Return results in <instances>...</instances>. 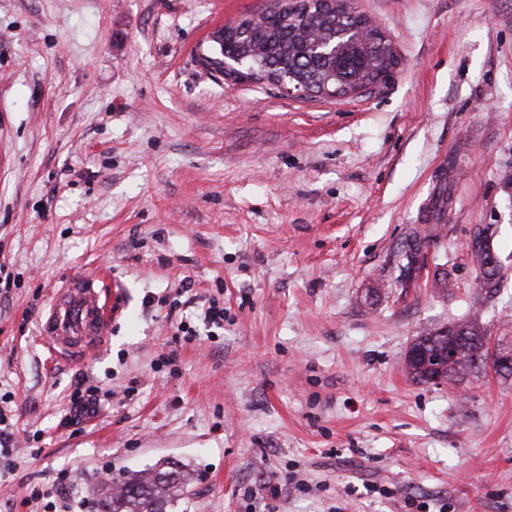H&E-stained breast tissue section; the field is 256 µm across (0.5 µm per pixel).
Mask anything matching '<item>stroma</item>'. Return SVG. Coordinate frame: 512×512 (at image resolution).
Segmentation results:
<instances>
[{
	"instance_id": "35a3bbf8",
	"label": "stroma",
	"mask_w": 512,
	"mask_h": 512,
	"mask_svg": "<svg viewBox=\"0 0 512 512\" xmlns=\"http://www.w3.org/2000/svg\"><path fill=\"white\" fill-rule=\"evenodd\" d=\"M277 2L0 0V512H100L113 477L167 460L192 477L175 512H512V376L405 369L416 336L471 319L512 350V0H351L398 63L343 98L200 65L216 26ZM102 267L104 347L52 356L53 289ZM212 297L223 329L175 341ZM79 382L103 396L75 433ZM481 247L482 246L478 241H474L471 244L473 259L479 270L478 277L481 292L488 297H492L493 294L497 293L498 288L500 287L501 277H499L497 268L487 267L486 257H482V254L477 252L481 250Z\"/></svg>"
}]
</instances>
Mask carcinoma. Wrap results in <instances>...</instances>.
<instances>
[{
  "instance_id": "cac0c4a2",
  "label": "carcinoma",
  "mask_w": 512,
  "mask_h": 512,
  "mask_svg": "<svg viewBox=\"0 0 512 512\" xmlns=\"http://www.w3.org/2000/svg\"><path fill=\"white\" fill-rule=\"evenodd\" d=\"M366 24L363 15L352 9L306 12L286 3L218 31L204 62L222 72L224 61L242 57L247 68L256 72L270 68L289 84L301 83L317 91L341 87L354 93L383 81L394 64L383 37L361 41ZM316 32L336 36L332 52L321 54V47L310 38ZM473 259L481 292L490 297L500 287L499 272L487 267L481 253L473 252ZM489 367L498 374H512V358L492 353L485 330L468 321L417 337L405 357L406 371L420 383L437 376L461 382ZM189 482L187 472L177 465L128 474L118 489L106 494L102 512H170L184 498Z\"/></svg>"
}]
</instances>
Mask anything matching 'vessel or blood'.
<instances>
[{
    "label": "vessel or blood",
    "instance_id": "vessel-or-blood-1",
    "mask_svg": "<svg viewBox=\"0 0 512 512\" xmlns=\"http://www.w3.org/2000/svg\"><path fill=\"white\" fill-rule=\"evenodd\" d=\"M111 319L108 273L76 274L52 293L42 334L56 356L79 361L102 346Z\"/></svg>",
    "mask_w": 512,
    "mask_h": 512
}]
</instances>
